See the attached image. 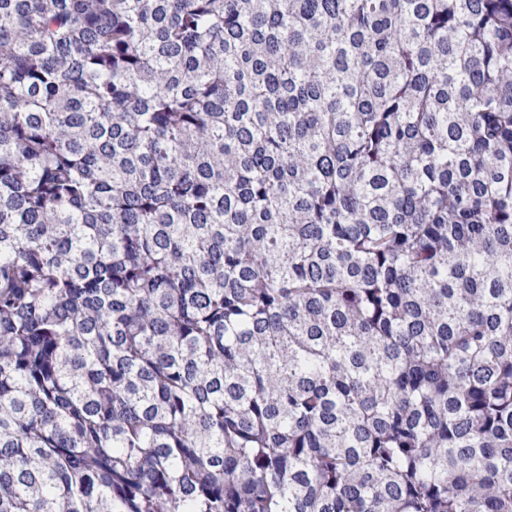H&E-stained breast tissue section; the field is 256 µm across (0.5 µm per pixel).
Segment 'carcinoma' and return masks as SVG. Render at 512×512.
<instances>
[{"label": "carcinoma", "instance_id": "carcinoma-1", "mask_svg": "<svg viewBox=\"0 0 512 512\" xmlns=\"http://www.w3.org/2000/svg\"><path fill=\"white\" fill-rule=\"evenodd\" d=\"M0 512H512V0H0Z\"/></svg>", "mask_w": 512, "mask_h": 512}]
</instances>
